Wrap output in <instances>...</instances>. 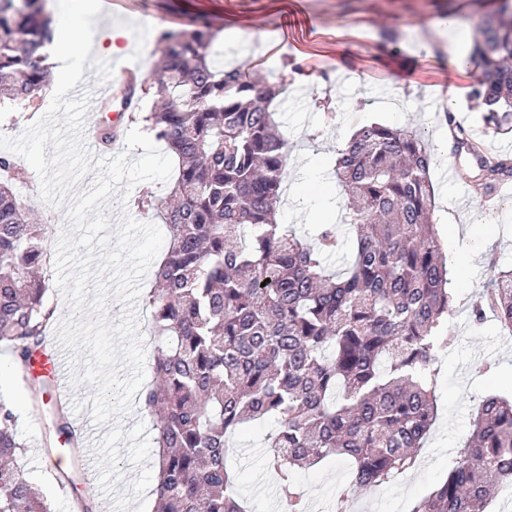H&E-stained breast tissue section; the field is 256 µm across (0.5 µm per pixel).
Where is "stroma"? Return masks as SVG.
I'll return each mask as SVG.
<instances>
[{"instance_id":"1","label":"stroma","mask_w":512,"mask_h":512,"mask_svg":"<svg viewBox=\"0 0 512 512\" xmlns=\"http://www.w3.org/2000/svg\"><path fill=\"white\" fill-rule=\"evenodd\" d=\"M500 0H116L111 10L97 8V15L111 13L129 22L130 42L147 38L143 21L162 29H183L206 20L218 32L244 31L238 41L218 39L215 48L225 65L247 64L253 75L276 82L287 79L288 91L271 105L280 130L295 155L314 159L328 177L336 157L337 131L353 133L364 122H385L386 107L380 98L390 83L415 94L419 109L403 112L395 122L425 131L435 142L442 124L435 107L446 92L469 94L473 69L452 66L445 52H431L423 43L432 27L456 17L478 35L481 20L495 13ZM302 74H294V66ZM315 76L317 84L301 85L300 75ZM459 115L484 154L512 156V134L495 133L483 121L477 102ZM458 183H444L439 162H432L430 178L437 187L436 224L445 249L484 242L478 269L468 278L453 279L455 312L448 319V333L455 343L439 355L438 412L415 468L395 481L372 491H353V462L340 456L296 470L294 488L307 512H410L416 500L429 494L447 475L470 433V422L479 399L486 395L512 398V344L504 345L493 316L475 322L471 309L483 299L484 286L501 268L512 266V200L477 194L472 184L479 170L474 157L455 158ZM163 198L166 186L142 182L127 195H114L113 214H128L141 223H158L155 209L141 206L147 193ZM71 415L83 419L99 438V457H112L113 469L97 467L96 485L112 512H155L153 417L135 395L131 412L120 420L96 425L91 417L89 384L71 385ZM0 398L12 404L18 416L16 430L26 442L21 459L30 481L41 488L51 512H76L74 505L85 489L84 470L76 449L65 437L53 434L51 423L58 407L52 397L33 403L25 396L23 380L15 372L0 374ZM272 423L231 437L230 464L238 489L253 512H279L276 477L265 462L267 436ZM61 459L71 477L58 486L45 469V455ZM349 489L346 503H339L342 489Z\"/></svg>"}]
</instances>
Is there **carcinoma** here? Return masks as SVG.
Segmentation results:
<instances>
[{
    "mask_svg": "<svg viewBox=\"0 0 512 512\" xmlns=\"http://www.w3.org/2000/svg\"><path fill=\"white\" fill-rule=\"evenodd\" d=\"M512 0L480 25L471 96L495 131H512ZM45 0H0V103H35L48 85L54 41ZM203 23L158 36L159 79L131 83L122 104L178 161L161 209L170 232L146 297L155 337L156 381L144 408L156 419L159 512H246L226 462V437L272 419L269 466L284 512H305L293 470L327 457L354 461L351 485L371 489L408 472L436 419L438 353L451 341L448 258L431 224L432 154L423 133L364 123L338 154L352 254L338 225L314 242L278 220L287 142L270 101L285 91L240 64L213 57ZM455 150L471 134L445 112ZM482 189L512 178V159H476ZM0 343L26 371L53 316L46 305L51 253L35 206L15 183L28 178L0 154ZM270 282H265V279ZM512 328V270L485 288L473 309ZM24 444L11 405L0 401V512H50L18 463ZM512 476V401L479 404L465 448L445 479L411 512H487Z\"/></svg>",
    "mask_w": 512,
    "mask_h": 512,
    "instance_id": "cac0c4a2",
    "label": "carcinoma"
}]
</instances>
